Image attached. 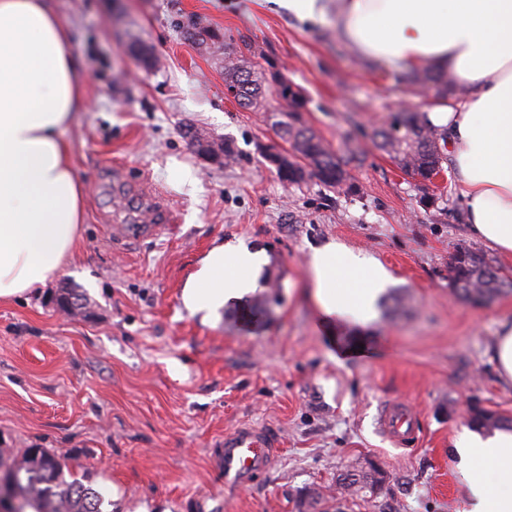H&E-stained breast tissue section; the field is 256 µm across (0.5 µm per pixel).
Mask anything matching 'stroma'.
Segmentation results:
<instances>
[{
	"instance_id": "stroma-1",
	"label": "stroma",
	"mask_w": 512,
	"mask_h": 512,
	"mask_svg": "<svg viewBox=\"0 0 512 512\" xmlns=\"http://www.w3.org/2000/svg\"><path fill=\"white\" fill-rule=\"evenodd\" d=\"M54 5L84 65L86 105L65 133L84 218L74 260L35 294L0 303V449L54 451L103 495L104 512H458L450 449L467 406L512 417V386L489 355L512 292L459 298L448 266L466 245L512 277V257L470 234L452 165L425 182L375 145L394 113L429 112L432 95L348 51L334 20H300L277 0ZM190 20L210 39L185 38ZM239 56L267 79L265 110L224 88V60ZM275 72L303 92L296 124L357 152L347 185L289 184L264 159L263 146L290 149ZM198 136L230 142L235 162L199 158ZM150 194L170 228L113 242ZM237 240L268 257L259 288L217 317L187 311L181 293L201 259ZM330 241L394 277L368 328L322 329L301 293L311 247ZM63 288L78 289L86 311H59ZM392 400L417 414L406 448L378 429ZM243 424L280 447L250 485L228 487L217 457ZM365 462L384 476L376 493L340 490Z\"/></svg>"
}]
</instances>
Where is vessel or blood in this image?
Returning a JSON list of instances; mask_svg holds the SVG:
<instances>
[{"mask_svg":"<svg viewBox=\"0 0 512 512\" xmlns=\"http://www.w3.org/2000/svg\"><path fill=\"white\" fill-rule=\"evenodd\" d=\"M141 223L136 228H121L122 238L151 239L160 235L161 225L156 222L154 209L144 210ZM381 430L398 445L412 439L416 424L404 404L393 401L382 406L379 417ZM275 440L267 432L249 425L237 427L224 436L220 463L226 481L243 484L257 472L266 470L272 463Z\"/></svg>","mask_w":512,"mask_h":512,"instance_id":"1","label":"vessel or blood"}]
</instances>
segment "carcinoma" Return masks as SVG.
<instances>
[{"label":"carcinoma","mask_w":512,"mask_h":512,"mask_svg":"<svg viewBox=\"0 0 512 512\" xmlns=\"http://www.w3.org/2000/svg\"><path fill=\"white\" fill-rule=\"evenodd\" d=\"M397 80L438 98L456 95L457 88L446 75L430 70L400 73ZM227 92L245 109L265 107L262 85L245 59H229L224 64ZM291 153H271L281 180L298 183L317 178L327 187L336 188L347 179V166L355 159L351 150L339 155L315 132L292 122H277ZM447 135L430 123L423 113L404 109L375 132L376 145L388 153L407 174L431 180L443 172L446 162L440 143ZM454 293L476 302L492 299L512 289V279L503 275L483 255L459 249L449 263ZM472 425L481 430L512 427V418L474 415ZM354 492H373L381 483L374 465L356 467L344 477ZM103 497L74 473L47 448H26L19 454L0 450V512H103Z\"/></svg>","instance_id":"1"}]
</instances>
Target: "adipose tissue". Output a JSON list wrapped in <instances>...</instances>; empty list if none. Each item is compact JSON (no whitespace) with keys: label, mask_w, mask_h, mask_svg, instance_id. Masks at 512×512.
Wrapping results in <instances>:
<instances>
[{"label":"adipose tissue","mask_w":512,"mask_h":512,"mask_svg":"<svg viewBox=\"0 0 512 512\" xmlns=\"http://www.w3.org/2000/svg\"><path fill=\"white\" fill-rule=\"evenodd\" d=\"M297 17L333 13L339 37L365 60L432 69L463 97L428 118L448 135L471 232L512 255V0H288ZM84 106L69 30L52 0H0V301L46 286L75 256L83 185L63 133ZM265 262L245 245H218L182 293L190 313L217 314L258 286ZM307 291L323 322L367 327L392 283L372 256L328 242L313 247ZM451 454L460 512H512V430H463Z\"/></svg>","instance_id":"obj_1"}]
</instances>
